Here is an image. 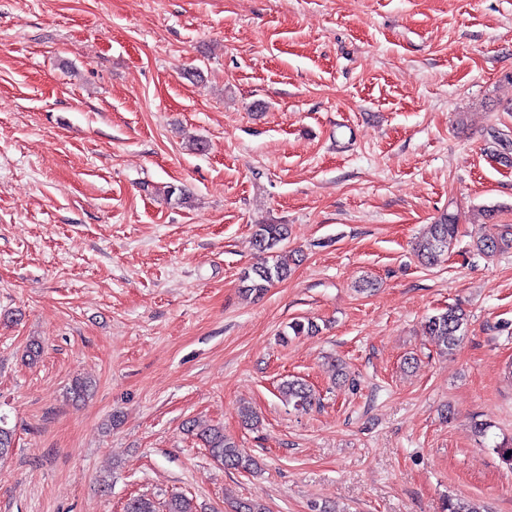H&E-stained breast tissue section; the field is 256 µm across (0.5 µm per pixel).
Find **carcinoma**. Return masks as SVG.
I'll return each mask as SVG.
<instances>
[{"mask_svg":"<svg viewBox=\"0 0 512 512\" xmlns=\"http://www.w3.org/2000/svg\"><path fill=\"white\" fill-rule=\"evenodd\" d=\"M458 233L457 217L450 214L432 225L430 236L419 246L421 262L432 265L440 256L448 253ZM285 224H257L252 237V246L258 252V261L241 277L243 292L260 296L277 282H282L291 273L290 255L281 253L279 245L287 239ZM477 251L486 256L512 250V231L494 232L485 229L474 240ZM467 325V315L458 307L429 317L426 322L428 335L434 337L442 349L453 350L463 339ZM281 397L296 410H304L312 405L313 393L309 386L299 379H289L279 387ZM209 454L230 469L250 471L256 465L252 456L240 448L219 425L204 427L197 432ZM14 447L13 430L7 428L5 418L0 416V459ZM124 512H157L153 501L134 496L128 499ZM163 512H196L190 499L183 495H173L165 501ZM445 512H480V508L470 500L450 498L445 503Z\"/></svg>","mask_w":512,"mask_h":512,"instance_id":"carcinoma-1","label":"carcinoma"}]
</instances>
